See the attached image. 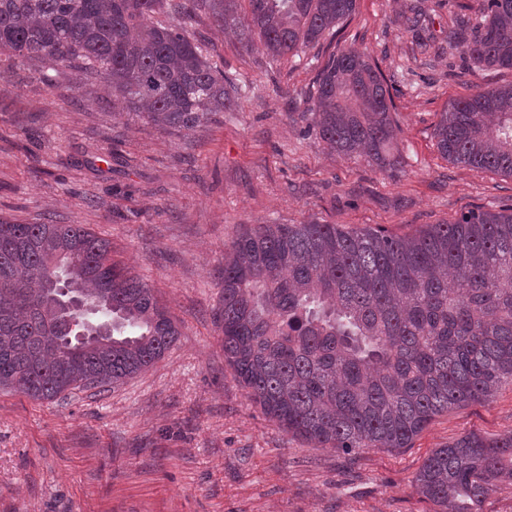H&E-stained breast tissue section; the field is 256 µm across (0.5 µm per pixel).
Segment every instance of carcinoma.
Wrapping results in <instances>:
<instances>
[{
    "mask_svg": "<svg viewBox=\"0 0 512 512\" xmlns=\"http://www.w3.org/2000/svg\"><path fill=\"white\" fill-rule=\"evenodd\" d=\"M295 57L346 23L356 0H0V50L105 80L126 111L188 133L238 88L189 34L193 3ZM475 23L477 69H512V0H447ZM389 84L363 51L332 54L309 128L332 154L382 172L406 165ZM434 138L453 164L512 177V84L450 102ZM224 359L269 419L316 448H402L431 420L512 380V206L396 236L382 228L258 224L224 250ZM82 290L75 320L61 287ZM178 330L111 243L82 224L0 222V390L33 400L117 387L153 366ZM440 512H481L512 484V434H467L417 479Z\"/></svg>",
    "mask_w": 512,
    "mask_h": 512,
    "instance_id": "cac0c4a2",
    "label": "carcinoma"
}]
</instances>
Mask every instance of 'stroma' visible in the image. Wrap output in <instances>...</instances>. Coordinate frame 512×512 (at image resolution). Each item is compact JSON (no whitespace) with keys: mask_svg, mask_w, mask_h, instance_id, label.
<instances>
[{"mask_svg":"<svg viewBox=\"0 0 512 512\" xmlns=\"http://www.w3.org/2000/svg\"><path fill=\"white\" fill-rule=\"evenodd\" d=\"M357 0L302 56L269 57L203 9L188 25L238 87L232 108L189 135L119 114L103 79L0 51V220L82 224L112 244L166 305L179 334L122 386L36 401L0 390V512H438L415 477L437 448L512 433V383L438 415L403 448H316L270 421L224 360V248L256 224L317 221L405 235L512 204V178L442 157L450 101L512 83L449 48L466 11L427 0ZM385 76L404 171L328 154L309 131L318 71L339 49Z\"/></svg>","mask_w":512,"mask_h":512,"instance_id":"stroma-1","label":"stroma"}]
</instances>
